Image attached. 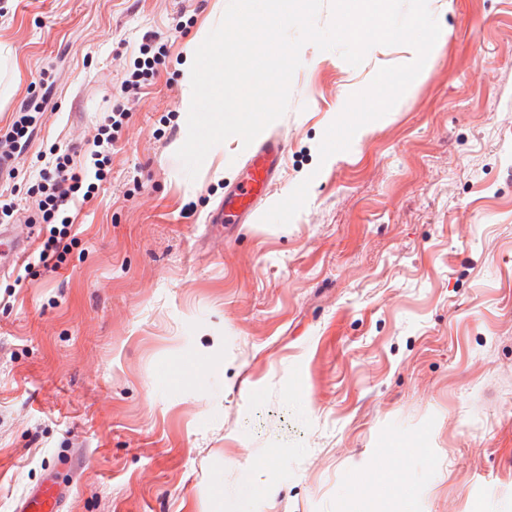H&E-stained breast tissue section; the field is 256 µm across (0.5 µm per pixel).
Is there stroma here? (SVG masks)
<instances>
[{"label":"stroma","mask_w":512,"mask_h":512,"mask_svg":"<svg viewBox=\"0 0 512 512\" xmlns=\"http://www.w3.org/2000/svg\"><path fill=\"white\" fill-rule=\"evenodd\" d=\"M227 3L0 0V130L36 115L0 193L32 251L52 148L87 164L121 87L138 98L60 268L0 273V512L50 481L62 512H224L253 464L250 512H512V0H427L423 70L324 162L349 95L409 52L305 44L266 129L284 167L224 226L248 149L193 179L176 152L182 66Z\"/></svg>","instance_id":"obj_1"}]
</instances>
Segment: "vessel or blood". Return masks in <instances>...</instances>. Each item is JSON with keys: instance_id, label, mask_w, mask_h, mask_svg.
Instances as JSON below:
<instances>
[{"instance_id": "vessel-or-blood-1", "label": "vessel or blood", "mask_w": 512, "mask_h": 512, "mask_svg": "<svg viewBox=\"0 0 512 512\" xmlns=\"http://www.w3.org/2000/svg\"><path fill=\"white\" fill-rule=\"evenodd\" d=\"M282 151V142L276 138H266L255 145L246 165L247 177L225 193L223 204L216 210L218 223L235 224L241 216L254 212L258 198L265 195L278 172ZM59 507L53 487L46 486L21 499L16 512H59Z\"/></svg>"}]
</instances>
